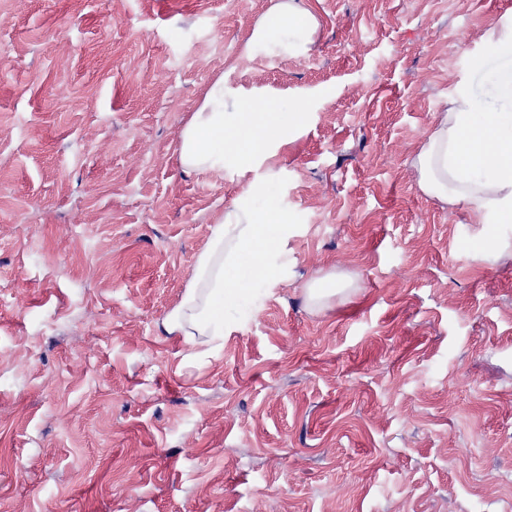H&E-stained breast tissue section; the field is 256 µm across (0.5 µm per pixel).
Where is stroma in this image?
Instances as JSON below:
<instances>
[{"instance_id": "stroma-1", "label": "stroma", "mask_w": 512, "mask_h": 512, "mask_svg": "<svg viewBox=\"0 0 512 512\" xmlns=\"http://www.w3.org/2000/svg\"><path fill=\"white\" fill-rule=\"evenodd\" d=\"M271 4L0 0V512H512V223L476 253L413 165L458 91L506 110L512 0H304L297 56ZM219 78L303 103L268 164L181 165ZM252 182L287 279L165 333ZM317 21L312 12L299 0H277L267 15L257 24L252 45H264L271 52L285 51L291 54H305L313 42ZM280 37L269 44L273 32ZM336 278L325 277L305 288V294L309 302L317 303L335 295L340 289L337 288Z\"/></svg>"}]
</instances>
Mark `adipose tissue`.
<instances>
[{
	"instance_id": "obj_1",
	"label": "adipose tissue",
	"mask_w": 512,
	"mask_h": 512,
	"mask_svg": "<svg viewBox=\"0 0 512 512\" xmlns=\"http://www.w3.org/2000/svg\"><path fill=\"white\" fill-rule=\"evenodd\" d=\"M316 28L301 0H274L252 42L300 55L309 50ZM304 115L299 103L280 111L263 101L247 105L230 99L223 80H215L182 129L180 163L193 171L227 166L250 171L288 143ZM413 165L426 196L451 207L467 204L484 222L512 220V111L483 112L471 94H457L440 112ZM264 191L250 184L213 227L182 302L164 319L166 333L223 335L224 312L237 304L239 286L251 280L254 267H262L271 283L285 278L290 227L275 207L261 212L252 206L251 196Z\"/></svg>"
}]
</instances>
